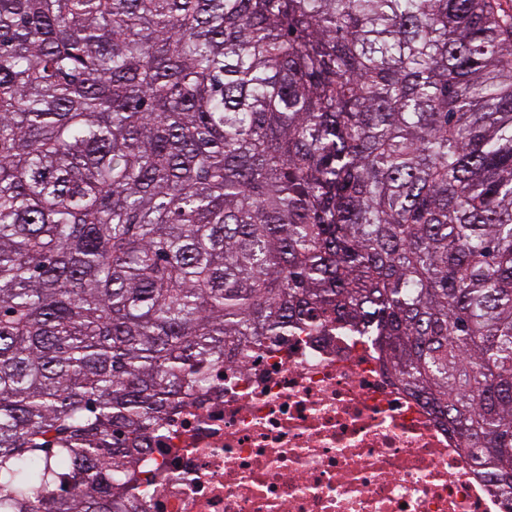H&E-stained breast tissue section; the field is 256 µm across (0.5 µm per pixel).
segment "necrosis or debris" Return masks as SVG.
<instances>
[{
  "label": "necrosis or debris",
  "instance_id": "obj_1",
  "mask_svg": "<svg viewBox=\"0 0 512 512\" xmlns=\"http://www.w3.org/2000/svg\"><path fill=\"white\" fill-rule=\"evenodd\" d=\"M368 337L265 336L171 410L114 512H512Z\"/></svg>",
  "mask_w": 512,
  "mask_h": 512
}]
</instances>
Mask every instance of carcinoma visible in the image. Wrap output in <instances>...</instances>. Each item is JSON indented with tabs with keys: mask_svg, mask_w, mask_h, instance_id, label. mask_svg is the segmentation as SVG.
Returning <instances> with one entry per match:
<instances>
[{
	"mask_svg": "<svg viewBox=\"0 0 512 512\" xmlns=\"http://www.w3.org/2000/svg\"><path fill=\"white\" fill-rule=\"evenodd\" d=\"M301 325L512 498V4L0 0V512H110Z\"/></svg>",
	"mask_w": 512,
	"mask_h": 512,
	"instance_id": "cac0c4a2",
	"label": "carcinoma"
}]
</instances>
